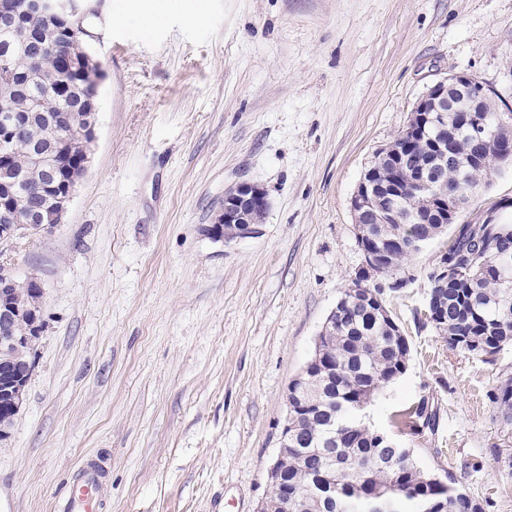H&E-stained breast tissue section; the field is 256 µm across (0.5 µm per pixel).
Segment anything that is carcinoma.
<instances>
[{"label": "carcinoma", "instance_id": "1", "mask_svg": "<svg viewBox=\"0 0 512 512\" xmlns=\"http://www.w3.org/2000/svg\"><path fill=\"white\" fill-rule=\"evenodd\" d=\"M17 12L8 22L0 20V137L11 124L13 113H27L23 142L0 141V164L9 169L18 196H37L42 189L41 169L32 157L53 160L65 181L83 174L80 155L84 142L80 133L88 125L91 112L86 97V70L101 68L85 41L76 39L78 21L70 18H33L24 12V0H15ZM460 114L448 116V133L453 135V152L441 167L444 180L437 183L434 196L448 194L457 185L466 204L478 181L494 165H504L509 144L502 135L483 143L482 161L470 164L477 148L464 134L454 133ZM74 132L66 154L58 149L54 129ZM434 135L408 124L395 143L408 148V165L424 156L427 138ZM401 160L378 165L380 174L399 178L393 206L399 215H417L419 224H375V238L368 243L383 253L387 275L398 272L405 259L415 254L413 238H436L446 225L435 223L441 207H434L416 193L399 167ZM472 254L471 273L448 289L444 312L447 329L443 338L448 347L474 354L470 345H484L496 353L512 343V224L487 229L481 245L459 241ZM368 286L362 276L352 280L340 298L347 306L344 319L336 325V335L319 349L322 359L332 367L315 369L308 382L296 390L300 411L296 412L298 434L296 450L279 452L283 483L279 494L266 505L265 512H282L283 499L306 492L300 506L291 512H363V502L380 494L395 502L394 512H420L422 502L439 504L442 512H477L475 499L457 496L455 480L445 487L420 480V470L406 460L391 462V449L382 447L380 433L356 418L353 403L362 397L373 398L385 385L398 379L400 368L408 363V341H399L392 325L375 307L358 300L366 297ZM41 297L33 280L14 289L11 302L19 307ZM492 402L508 418L512 417V378L495 389ZM425 402L402 410L396 423L414 431L423 423L432 426Z\"/></svg>", "mask_w": 512, "mask_h": 512}]
</instances>
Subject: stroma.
<instances>
[{
    "instance_id": "obj_1",
    "label": "stroma",
    "mask_w": 512,
    "mask_h": 512,
    "mask_svg": "<svg viewBox=\"0 0 512 512\" xmlns=\"http://www.w3.org/2000/svg\"><path fill=\"white\" fill-rule=\"evenodd\" d=\"M105 0L89 27L105 73L96 140L62 224L0 252L42 289L26 395L0 442V512H55L71 471L103 459L101 512H258L288 386L363 264L350 198L435 81L468 72L512 104V0ZM263 188L260 234L203 235L227 187ZM512 198L490 172L476 223ZM447 237L403 266L386 305L407 371L370 428L456 477L483 512H512V419L489 398L512 343L449 349L420 324ZM420 433L394 418L419 400Z\"/></svg>"
}]
</instances>
